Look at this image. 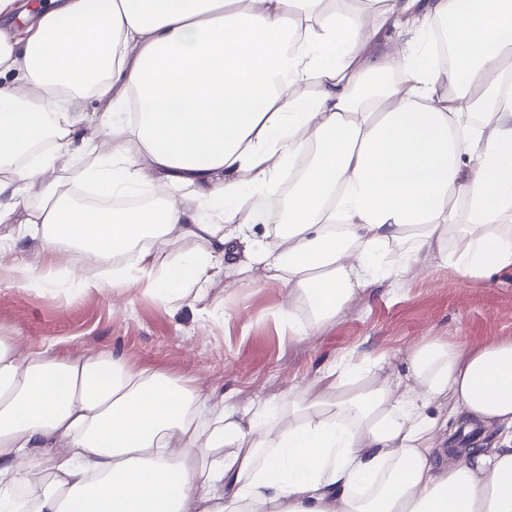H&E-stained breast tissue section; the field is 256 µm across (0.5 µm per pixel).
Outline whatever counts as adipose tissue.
<instances>
[{"label": "adipose tissue", "mask_w": 512, "mask_h": 512, "mask_svg": "<svg viewBox=\"0 0 512 512\" xmlns=\"http://www.w3.org/2000/svg\"><path fill=\"white\" fill-rule=\"evenodd\" d=\"M0 223L84 288L276 285L300 338L430 256L510 269L512 0H0ZM434 406L499 441L444 463ZM0 512H512V337L217 405L0 328Z\"/></svg>", "instance_id": "obj_1"}]
</instances>
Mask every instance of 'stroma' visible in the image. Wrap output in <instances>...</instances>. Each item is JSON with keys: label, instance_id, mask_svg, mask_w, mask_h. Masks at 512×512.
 Wrapping results in <instances>:
<instances>
[{"label": "stroma", "instance_id": "obj_1", "mask_svg": "<svg viewBox=\"0 0 512 512\" xmlns=\"http://www.w3.org/2000/svg\"><path fill=\"white\" fill-rule=\"evenodd\" d=\"M37 251V242L26 239L18 250L0 253V327L14 330L22 350L53 345L79 355L107 349L135 366L193 379L218 397L233 390L241 403L277 401L292 388L307 391L339 354L398 363L421 336L463 347L512 337V270L465 282L430 258L401 283L375 285L315 335L292 340L277 315L284 297L275 286L258 282L238 291L216 283L207 313L136 289L117 310L111 295L49 285L56 269L72 264L66 255L39 260L41 281L21 280L16 267L37 260Z\"/></svg>", "mask_w": 512, "mask_h": 512}]
</instances>
